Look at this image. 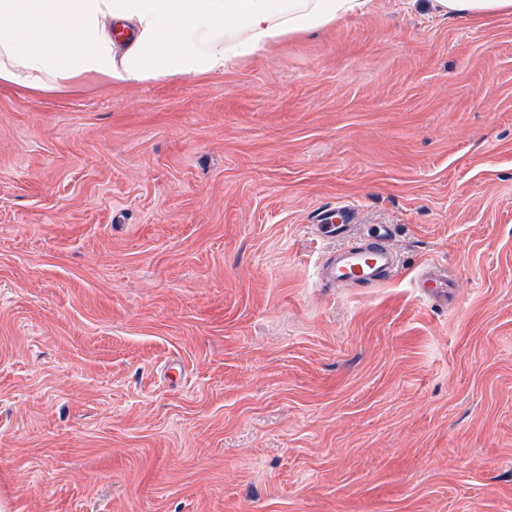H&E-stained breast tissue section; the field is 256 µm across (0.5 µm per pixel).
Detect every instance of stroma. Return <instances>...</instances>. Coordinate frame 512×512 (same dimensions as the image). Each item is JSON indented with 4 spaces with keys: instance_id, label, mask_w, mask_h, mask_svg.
<instances>
[{
    "instance_id": "obj_1",
    "label": "stroma",
    "mask_w": 512,
    "mask_h": 512,
    "mask_svg": "<svg viewBox=\"0 0 512 512\" xmlns=\"http://www.w3.org/2000/svg\"><path fill=\"white\" fill-rule=\"evenodd\" d=\"M343 201L379 287L317 282ZM0 512H512V15L1 87ZM312 227L318 236L348 239L332 262L319 266L317 278L323 288H342L365 285L375 288L393 277L400 269V259L392 245L393 228L383 225L374 235L355 233L356 207L336 204L320 212Z\"/></svg>"
}]
</instances>
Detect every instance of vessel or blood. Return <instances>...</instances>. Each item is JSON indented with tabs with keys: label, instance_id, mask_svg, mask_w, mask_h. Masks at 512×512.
<instances>
[{
	"label": "vessel or blood",
	"instance_id": "vessel-or-blood-1",
	"mask_svg": "<svg viewBox=\"0 0 512 512\" xmlns=\"http://www.w3.org/2000/svg\"><path fill=\"white\" fill-rule=\"evenodd\" d=\"M356 223V207L352 204H339L317 215L313 226L317 235L347 242L333 261L319 266L317 278L322 287L374 288L398 273L400 259L392 245L391 225H383L376 234L364 235L356 232Z\"/></svg>",
	"mask_w": 512,
	"mask_h": 512
}]
</instances>
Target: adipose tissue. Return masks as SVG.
Listing matches in <instances>:
<instances>
[{
  "label": "adipose tissue",
  "mask_w": 512,
  "mask_h": 512,
  "mask_svg": "<svg viewBox=\"0 0 512 512\" xmlns=\"http://www.w3.org/2000/svg\"><path fill=\"white\" fill-rule=\"evenodd\" d=\"M366 2L0 0V86L46 92L220 74Z\"/></svg>",
  "instance_id": "obj_1"
}]
</instances>
